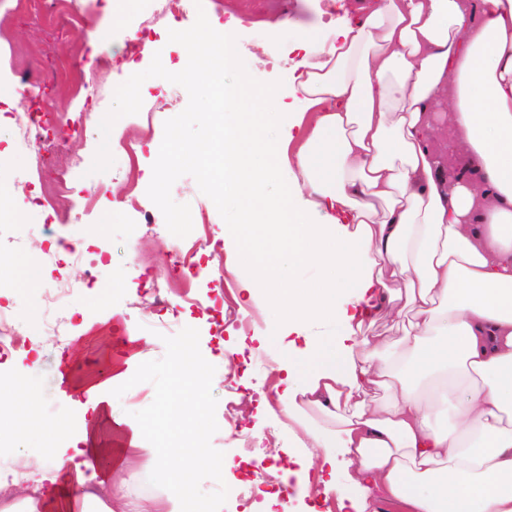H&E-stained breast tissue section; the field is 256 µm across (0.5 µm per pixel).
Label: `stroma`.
<instances>
[{
	"label": "stroma",
	"instance_id": "1",
	"mask_svg": "<svg viewBox=\"0 0 512 512\" xmlns=\"http://www.w3.org/2000/svg\"><path fill=\"white\" fill-rule=\"evenodd\" d=\"M82 16L79 26L50 31L42 20L20 14L15 0H0V34L6 39L0 46V72L13 89L14 111H30L39 102L37 87L51 61L80 60L97 84L85 106H78L69 85L51 87L54 111L74 112L84 109L95 119L70 134L66 149L81 158L76 176V217L62 221L52 211L36 205L33 188L23 180L30 159L26 153H10L6 147L12 134L9 121H0V190L11 195L16 214L0 218V240L9 244L1 252L15 260L19 269L9 283L0 286L20 322V332L31 340L34 351L0 362V382L14 374H24L36 392L40 423L22 439H14L10 427L0 428V446L9 448L10 456L28 468L30 452L42 449L48 430L61 418L79 419L71 438L81 439L83 447L110 449L121 459L125 470L109 481L114 512H146L158 499L167 498L168 490L150 485L148 477L155 466L154 455L146 450L128 452L129 425L133 412L149 406L155 395L151 383L135 385L122 397L100 387L97 370L101 363H136L164 357V337L186 327L199 332L202 356L216 368L212 393L217 398L218 430L212 446L234 461L249 459L251 452L264 453L267 469L261 477L263 488H248L245 494L229 493L220 512H263L266 489L275 485L270 467H289L293 461L286 454L295 437L304 429L289 428L282 411H269L276 402L272 386L280 377L277 370L279 351L276 344L254 352L244 350V371L230 375V353L225 345H240L242 339L266 335L270 318L263 309L239 294L238 280L253 276L254 266L224 274V306L214 310L190 309L186 303L180 276L163 271L159 280L166 290L167 307L178 315L176 323L154 332L151 319L158 309L146 288L151 277L146 274L143 258H158L170 251L176 239L206 242L222 241L224 207L216 201L218 187L189 161L163 169L162 160L153 150H145L137 160L114 152L99 160L97 147L104 123L128 140L139 139L151 130V140L160 143L171 135L197 143L213 137L222 127L223 117L214 113L199 116V99L180 76L184 47L168 38L172 20L164 11V0H121L115 11H107L106 0H76ZM327 0H187L180 25L187 30L203 27L222 28L232 19L231 42L235 62L226 73L227 84L250 78L253 85L288 88V64L300 60L305 51L301 36L311 30L327 31L323 19ZM146 29L153 44V54L141 58L139 81L141 94L134 109H127L123 90L128 59L126 34L132 29ZM105 28L106 38L99 48H92L89 35ZM163 57L165 69L155 68L154 57ZM162 173V188L145 179L146 171ZM137 184L142 209L132 210L125 202L126 187ZM206 213L207 226L197 225L198 213ZM66 243H95L111 255L109 265L94 259L80 263L62 262L49 267L42 250L46 240ZM42 264V276L31 282L23 265ZM94 278L89 291L72 294L64 306L47 308L44 297L57 279L79 281ZM66 330L67 345H59L52 327ZM139 335L138 345L126 344L127 336ZM96 392H89V385ZM238 424L248 437L240 442L229 437L230 424Z\"/></svg>",
	"mask_w": 512,
	"mask_h": 512
}]
</instances>
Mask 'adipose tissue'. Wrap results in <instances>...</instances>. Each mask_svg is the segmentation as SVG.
Segmentation results:
<instances>
[{"label":"adipose tissue","instance_id":"1","mask_svg":"<svg viewBox=\"0 0 512 512\" xmlns=\"http://www.w3.org/2000/svg\"><path fill=\"white\" fill-rule=\"evenodd\" d=\"M483 2L373 0L310 39L286 105L197 71L202 46L232 66L227 30H172L182 76L224 118L185 153L221 188L226 266L275 259L243 289L276 316L278 400L289 426L330 419L278 479L318 468L338 512H512V0ZM441 104L474 177L443 176ZM305 265L318 276L301 285ZM383 317L403 322L399 360L363 334ZM408 373L447 378L449 426ZM99 470V449L59 446L25 478L81 487Z\"/></svg>","mask_w":512,"mask_h":512}]
</instances>
